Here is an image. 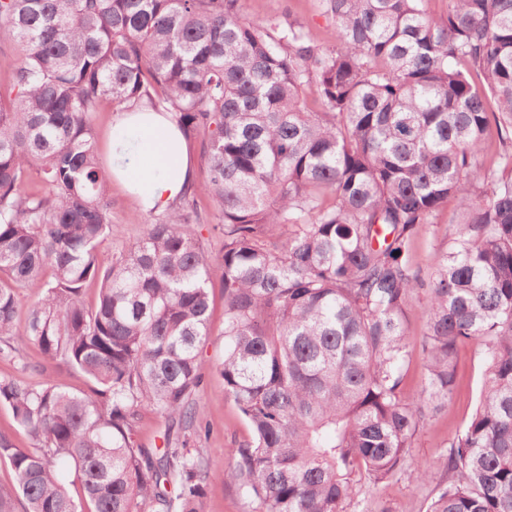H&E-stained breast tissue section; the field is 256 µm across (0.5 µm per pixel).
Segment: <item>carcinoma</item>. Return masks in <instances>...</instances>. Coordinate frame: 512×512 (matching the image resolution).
Instances as JSON below:
<instances>
[{
	"mask_svg": "<svg viewBox=\"0 0 512 512\" xmlns=\"http://www.w3.org/2000/svg\"><path fill=\"white\" fill-rule=\"evenodd\" d=\"M323 2L331 49L243 20L240 0H0L15 46L0 83V343L44 360L36 384L0 377V407L31 441L0 431L15 477L0 512H204L217 477L252 512H369L357 488L404 475L435 484L426 512H512V0H448L442 15L424 0ZM105 100L172 113L205 163L108 264ZM33 169L41 186L25 192ZM198 192L216 204V257ZM450 198L460 220L425 279L414 241ZM216 284L215 371L250 429L217 475L190 448ZM19 289L35 298L21 332ZM414 294L427 375L409 398ZM474 339L480 398L440 465L412 470ZM144 411L164 420L161 448L137 439Z\"/></svg>",
	"mask_w": 512,
	"mask_h": 512,
	"instance_id": "cac0c4a2",
	"label": "carcinoma"
}]
</instances>
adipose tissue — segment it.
<instances>
[{
    "label": "adipose tissue",
    "mask_w": 512,
    "mask_h": 512,
    "mask_svg": "<svg viewBox=\"0 0 512 512\" xmlns=\"http://www.w3.org/2000/svg\"><path fill=\"white\" fill-rule=\"evenodd\" d=\"M111 181L147 212H161L195 184L188 144L171 113L136 108L120 113L108 131Z\"/></svg>",
    "instance_id": "1"
}]
</instances>
